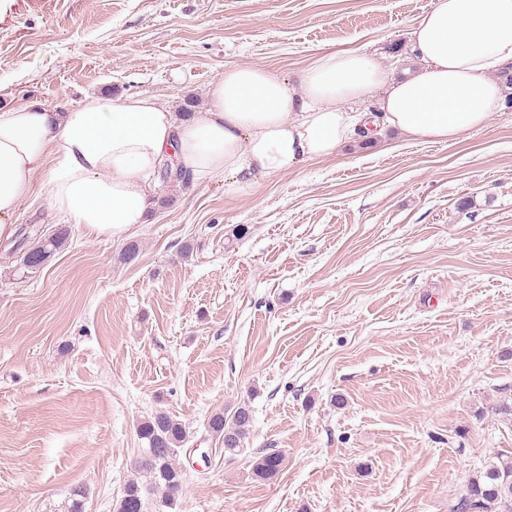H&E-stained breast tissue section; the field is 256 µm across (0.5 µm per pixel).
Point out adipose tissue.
Returning <instances> with one entry per match:
<instances>
[{"label":"adipose tissue","instance_id":"adipose-tissue-1","mask_svg":"<svg viewBox=\"0 0 512 512\" xmlns=\"http://www.w3.org/2000/svg\"><path fill=\"white\" fill-rule=\"evenodd\" d=\"M416 65L393 79L370 54L317 55L299 85L259 65L225 69L205 111L182 119L152 96H89L76 109L0 110V241L42 180L48 204L88 235L123 239L156 205L153 176L174 156L191 182L230 185L288 173L387 132L411 142H453L486 125L512 87L490 79L512 65V0H436L412 30ZM376 96L378 116L348 111Z\"/></svg>","mask_w":512,"mask_h":512}]
</instances>
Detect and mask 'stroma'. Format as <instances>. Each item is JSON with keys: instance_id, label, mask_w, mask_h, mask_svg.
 <instances>
[{"instance_id": "35a3bbf8", "label": "stroma", "mask_w": 512, "mask_h": 512, "mask_svg": "<svg viewBox=\"0 0 512 512\" xmlns=\"http://www.w3.org/2000/svg\"><path fill=\"white\" fill-rule=\"evenodd\" d=\"M434 0H0V109L206 104L226 67L299 82L328 50L411 68ZM123 242L75 229L20 275L0 242V512H115L164 410L193 434L172 512H449L512 451V107L450 143L392 136L231 189L158 183ZM472 208L459 211L461 199ZM189 256H182V249ZM248 403L235 453L215 412ZM282 452L270 480L259 452ZM284 462L279 452H268L257 457L253 463V474L263 480L275 478L281 471Z\"/></svg>"}]
</instances>
